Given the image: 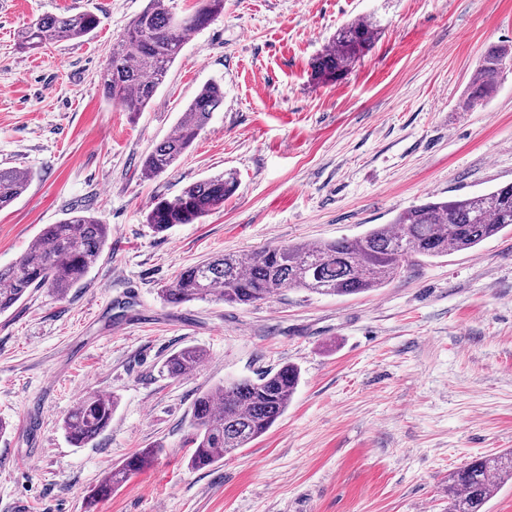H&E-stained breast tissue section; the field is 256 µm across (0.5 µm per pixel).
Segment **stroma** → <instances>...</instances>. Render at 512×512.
<instances>
[{
    "label": "stroma",
    "mask_w": 512,
    "mask_h": 512,
    "mask_svg": "<svg viewBox=\"0 0 512 512\" xmlns=\"http://www.w3.org/2000/svg\"><path fill=\"white\" fill-rule=\"evenodd\" d=\"M146 4L0 0V168L33 174L0 210V266L76 210L110 242L65 298L41 288L0 314V512H446L451 471L512 450V231L360 295L173 306L158 290L208 257L353 237L429 197L512 183V71L463 106L489 47L512 46V0H224L144 111L124 112L101 75ZM81 12L99 19L84 38L18 48L39 16ZM358 18L380 28L371 51L314 81L312 59ZM212 81L223 104L145 179L144 156ZM223 173L237 189L199 223L146 224L157 199ZM187 345L203 362L170 377ZM288 363L301 382L278 422L193 469L198 394ZM91 394L118 407L76 448L62 420ZM156 445L150 469L90 503ZM204 357L201 348L186 346L170 354L164 362V368L171 377L181 378L195 371ZM160 452V448H144L132 455L126 463L112 469L102 480L96 489L95 495L100 498L109 496L113 488L125 481L130 476L149 469Z\"/></svg>",
    "instance_id": "stroma-1"
}]
</instances>
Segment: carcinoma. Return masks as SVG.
Masks as SVG:
<instances>
[{
  "mask_svg": "<svg viewBox=\"0 0 512 512\" xmlns=\"http://www.w3.org/2000/svg\"><path fill=\"white\" fill-rule=\"evenodd\" d=\"M174 0H148L145 9L112 46L101 75L103 94L124 112H141L149 104L178 57L186 34L207 25L224 9V0H200L190 16L179 18ZM98 25L88 12L43 15L17 32L21 49L36 50L82 38ZM378 26L357 19L336 30L313 59L318 82L342 80L371 49ZM512 69V51L491 47L473 75L463 106L486 102L502 76ZM224 101L217 82L203 86L173 131L144 158L143 175L165 173L190 148ZM27 172L0 168V210L28 188ZM232 175L196 181L171 199L154 202L146 223L157 233L177 224H195L224 206L235 191ZM512 229V184L465 197L432 199L399 212L388 224L364 234L334 241L272 246L247 256L224 254L183 270L161 289L171 305L218 301L248 305L292 288L319 295L349 296L382 288L406 267L425 260L472 249L484 240ZM109 225L76 212L58 224H47L35 244L15 262L0 267V314L37 288L60 298L79 285L108 243ZM205 357L196 346L170 354L164 362L174 378L191 374ZM300 383V369L286 364L253 377L226 380L202 392L194 401L195 434L190 463L195 469L213 466L268 432L288 409ZM118 407L113 396L84 398L63 421L70 444L82 448L112 421ZM160 448H143L111 470L95 495L104 498L130 476L149 469ZM512 480V451L478 457L448 474V512H483L500 486Z\"/></svg>",
  "mask_w": 512,
  "mask_h": 512,
  "instance_id": "1",
  "label": "carcinoma"
}]
</instances>
